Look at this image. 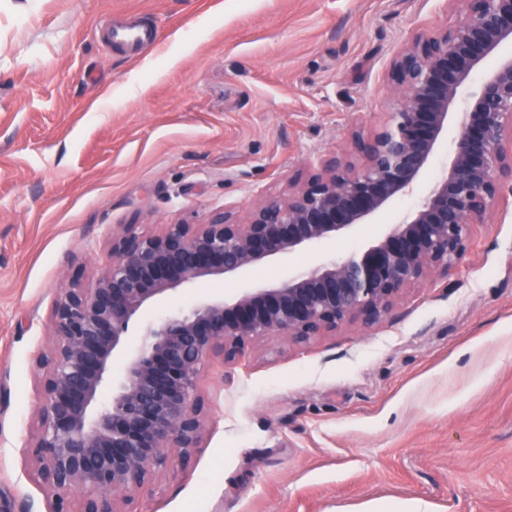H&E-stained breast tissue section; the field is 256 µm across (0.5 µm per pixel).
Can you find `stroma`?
Here are the masks:
<instances>
[{"mask_svg": "<svg viewBox=\"0 0 512 512\" xmlns=\"http://www.w3.org/2000/svg\"><path fill=\"white\" fill-rule=\"evenodd\" d=\"M462 0H0V502L44 512L27 461L52 304L91 285L113 225L201 224L286 193L387 124L392 62ZM157 25L132 55L109 19ZM380 225L148 306L271 287ZM200 448L132 512H512V198L447 276L379 324L252 343L205 367Z\"/></svg>", "mask_w": 512, "mask_h": 512, "instance_id": "stroma-1", "label": "stroma"}]
</instances>
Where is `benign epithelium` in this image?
Listing matches in <instances>:
<instances>
[{"label":"benign epithelium","mask_w":512,"mask_h":512,"mask_svg":"<svg viewBox=\"0 0 512 512\" xmlns=\"http://www.w3.org/2000/svg\"><path fill=\"white\" fill-rule=\"evenodd\" d=\"M462 2L460 24L413 37L395 58L405 101L378 131L353 134L350 152L289 180L286 194L260 196L244 220L226 205L203 224L153 232L122 224L94 283L60 289L54 341L36 360L41 401L29 455L52 492L47 512H127L150 476L174 456L188 458L206 429L199 380L209 363H239L268 336L302 342L347 324L371 327L406 291L463 258L470 226L487 223L512 183V57L470 89L474 70L512 42V0ZM444 142L445 171L372 243L275 287L212 295L131 334L145 305L182 286L378 223L413 193Z\"/></svg>","instance_id":"benign-epithelium-1"}]
</instances>
